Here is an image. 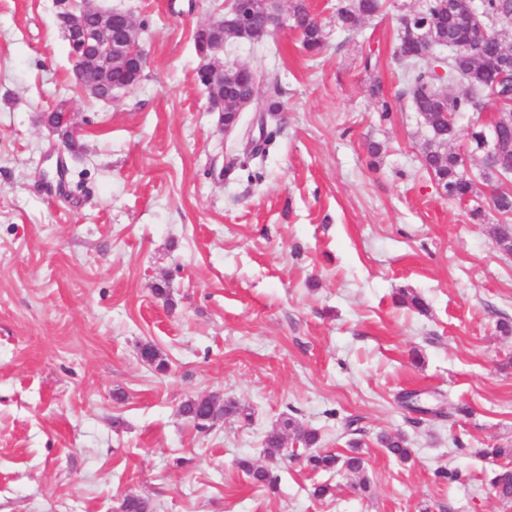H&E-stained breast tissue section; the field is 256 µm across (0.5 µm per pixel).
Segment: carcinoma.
I'll list each match as a JSON object with an SVG mask.
<instances>
[{"mask_svg":"<svg viewBox=\"0 0 512 512\" xmlns=\"http://www.w3.org/2000/svg\"><path fill=\"white\" fill-rule=\"evenodd\" d=\"M482 14L486 24L496 25L501 20H512V0H480ZM251 7L257 28H240L227 20L224 26L210 28V37L215 40L260 41L266 37L260 29L268 17L281 15L278 0H251ZM386 0H338L336 4V24L347 35L357 33L364 20L383 13ZM295 26L301 29L303 49L317 54L323 46V31L316 16L311 13L305 0H292L290 11ZM400 41L392 57V63L400 71L402 87L396 94V101L407 105L418 113L427 129V143L422 156L423 166L451 197L459 200L469 197L475 191V182L471 178L464 159L452 151L448 144L457 133L456 124L448 123V115H461L479 111L483 101L495 103L496 110L512 113V73L505 72L498 80H478L475 74L481 70H496L495 63L512 59V45L502 40L496 32L477 41L476 50L470 54H460L457 47L474 40L475 24L461 7L454 12L448 9V0H425L420 9L403 13L398 18ZM227 76L223 80L211 83L202 74L199 82L207 89H215L222 95L228 93L235 97H246L253 86L239 79L236 68H226ZM136 79V71L112 69L94 76L98 99H108L112 86L129 83ZM459 83L463 89L453 92L448 85ZM44 124L51 126L62 136H71V123L58 107L43 115ZM498 130L503 143L500 153L492 156L480 148L481 132L473 131L470 136L469 156L475 162L479 177L492 188L491 204L505 219L512 217V125L489 123ZM240 407L232 400L220 404L214 397L193 398L182 405L183 415L203 429L220 415L232 416L239 413ZM284 428L293 432L296 442L304 448L315 444L318 434L304 429L292 420L284 422ZM381 444L389 453L405 461L411 456V449L402 435H383ZM267 455L276 457L282 454V434L273 430L264 439ZM312 471L332 472L344 469L351 473H361L364 461L355 451L345 456L331 453L307 455L303 458ZM499 497L512 500V470H504L494 479ZM120 512H152L148 500L136 496H127Z\"/></svg>","mask_w":512,"mask_h":512,"instance_id":"1","label":"carcinoma"}]
</instances>
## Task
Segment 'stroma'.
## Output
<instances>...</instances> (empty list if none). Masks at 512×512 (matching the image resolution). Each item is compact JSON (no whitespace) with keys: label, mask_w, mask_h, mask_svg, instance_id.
<instances>
[{"label":"stroma","mask_w":512,"mask_h":512,"mask_svg":"<svg viewBox=\"0 0 512 512\" xmlns=\"http://www.w3.org/2000/svg\"><path fill=\"white\" fill-rule=\"evenodd\" d=\"M308 2L320 54L289 26L225 46L221 64L283 104L227 136L194 44L225 0H95L132 14L148 54L108 100L76 87L57 0H0V512H119L130 494L154 512H512L492 486L512 456L475 454L512 445L502 217L485 183L481 217L449 198L422 165L418 113L382 119L369 92L399 91L398 17L422 0H388L351 37L336 0ZM60 106L83 145L65 157L73 197L41 183L58 141L41 117ZM259 121L266 152L249 161ZM209 395L241 414L197 429L181 407ZM287 419L317 431L315 451H358L363 473L288 461V430L269 458Z\"/></svg>","instance_id":"stroma-1"}]
</instances>
